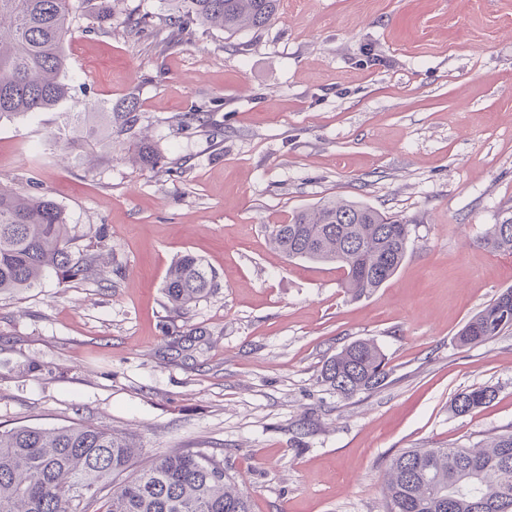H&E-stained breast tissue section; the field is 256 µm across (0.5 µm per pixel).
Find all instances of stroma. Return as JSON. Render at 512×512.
Instances as JSON below:
<instances>
[{"label": "stroma", "instance_id": "1", "mask_svg": "<svg viewBox=\"0 0 512 512\" xmlns=\"http://www.w3.org/2000/svg\"><path fill=\"white\" fill-rule=\"evenodd\" d=\"M169 15L120 0L108 24L77 19L67 100L0 120V186L54 198L71 249L107 245L89 279L0 294V430L130 433L141 466L198 452L252 512H384L394 454L512 430V329L456 341L512 286V254L483 243L512 218V0H282L261 30L165 44L138 25ZM131 96L152 170L70 122ZM336 197L410 221L400 269L358 299L265 232ZM187 253L219 286L178 314L163 284ZM355 340L389 376L346 399L320 374ZM475 387L495 399L453 413Z\"/></svg>", "mask_w": 512, "mask_h": 512}]
</instances>
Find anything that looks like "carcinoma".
Wrapping results in <instances>:
<instances>
[{"label":"carcinoma","instance_id":"cac0c4a2","mask_svg":"<svg viewBox=\"0 0 512 512\" xmlns=\"http://www.w3.org/2000/svg\"><path fill=\"white\" fill-rule=\"evenodd\" d=\"M103 24L117 0H0V119L50 112L66 100L63 43L85 3ZM183 33L192 24L235 33L262 29L281 0H170ZM73 125L92 138L123 145L137 140L135 161L153 169L160 158L136 133L134 98L120 112H76ZM274 249L290 258L331 262L342 286L358 298L381 287L401 266L409 220L349 200H327L271 224ZM59 204L46 195L0 188V294L33 288L45 277L77 280L99 259L95 247L75 254ZM486 245L512 253V223L496 224ZM217 287L216 274L198 257L183 255L169 270L164 294L177 311ZM512 327V288L500 293L459 331L462 346ZM385 355L369 340L345 345L323 366L321 379L350 398L384 385ZM488 387L460 392L451 408L466 414L490 403ZM136 447L106 429L19 427L0 431V512H251L248 496L229 484L223 467L192 451H174L132 470ZM386 512H512V431L486 448H408L394 456L382 486Z\"/></svg>","mask_w":512,"mask_h":512}]
</instances>
